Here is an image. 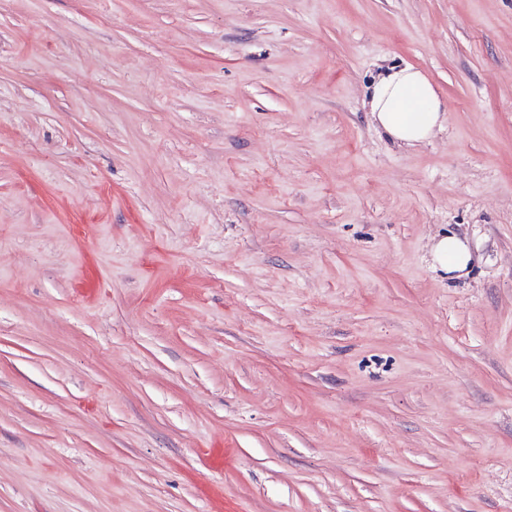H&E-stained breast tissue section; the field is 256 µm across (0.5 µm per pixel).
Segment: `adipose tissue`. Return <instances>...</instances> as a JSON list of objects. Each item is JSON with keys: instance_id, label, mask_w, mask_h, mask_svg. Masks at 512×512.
Segmentation results:
<instances>
[{"instance_id": "obj_1", "label": "adipose tissue", "mask_w": 512, "mask_h": 512, "mask_svg": "<svg viewBox=\"0 0 512 512\" xmlns=\"http://www.w3.org/2000/svg\"><path fill=\"white\" fill-rule=\"evenodd\" d=\"M370 98L374 118L395 142L427 141L441 125L443 104L427 77L413 67L382 76Z\"/></svg>"}]
</instances>
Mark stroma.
I'll use <instances>...</instances> for the list:
<instances>
[{
  "instance_id": "obj_1",
  "label": "stroma",
  "mask_w": 512,
  "mask_h": 512,
  "mask_svg": "<svg viewBox=\"0 0 512 512\" xmlns=\"http://www.w3.org/2000/svg\"><path fill=\"white\" fill-rule=\"evenodd\" d=\"M0 512H512V0H0ZM374 119L395 142L429 140L441 126L443 104L427 77L413 67L391 70L370 92ZM435 265L453 278L460 276L469 266L471 253L468 246L454 234L438 239L433 246Z\"/></svg>"
}]
</instances>
